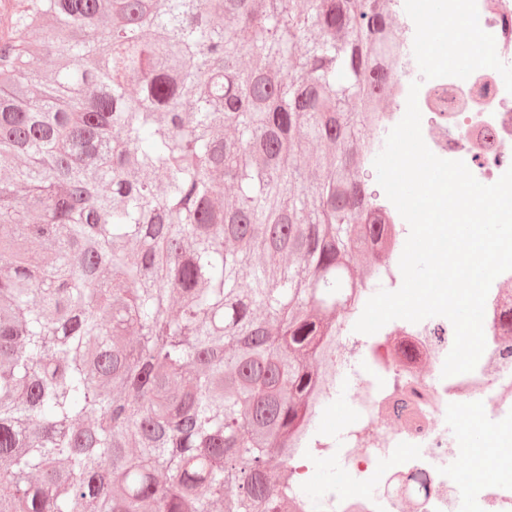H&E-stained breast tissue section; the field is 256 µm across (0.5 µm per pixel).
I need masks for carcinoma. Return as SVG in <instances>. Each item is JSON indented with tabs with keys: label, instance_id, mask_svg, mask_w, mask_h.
I'll list each match as a JSON object with an SVG mask.
<instances>
[{
	"label": "carcinoma",
	"instance_id": "1",
	"mask_svg": "<svg viewBox=\"0 0 512 512\" xmlns=\"http://www.w3.org/2000/svg\"><path fill=\"white\" fill-rule=\"evenodd\" d=\"M401 34L384 0L0 6V512H294L396 236L361 175Z\"/></svg>",
	"mask_w": 512,
	"mask_h": 512
}]
</instances>
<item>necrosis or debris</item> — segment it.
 Instances as JSON below:
<instances>
[{"label": "necrosis or debris", "mask_w": 512, "mask_h": 512, "mask_svg": "<svg viewBox=\"0 0 512 512\" xmlns=\"http://www.w3.org/2000/svg\"><path fill=\"white\" fill-rule=\"evenodd\" d=\"M441 11L469 14L477 22L495 65L472 60L469 40L452 39L457 56L471 58L456 66L422 74L416 65V26L421 0H394L405 35L398 77L401 90L379 129L380 138L402 119L408 89L419 83L421 132L430 150L448 160L464 161L475 178L495 183L512 167V85L499 76L512 66V0H441ZM512 271L493 282L485 304L486 348L472 372L447 378L440 372L454 336L450 321L431 317L418 323L391 321L382 327L385 344L355 332L362 314L347 317L343 339L336 342V370L353 375L351 403L357 418L346 429L342 456L358 482L342 494L329 493L317 506L300 499L297 512H512V448H495L474 481L459 478L465 457L448 433L449 410H468L478 423L496 431L512 426ZM367 359L366 371L356 364ZM400 458L401 471L386 467ZM364 483L376 484L368 495Z\"/></svg>", "instance_id": "4bbe7bcc"}]
</instances>
